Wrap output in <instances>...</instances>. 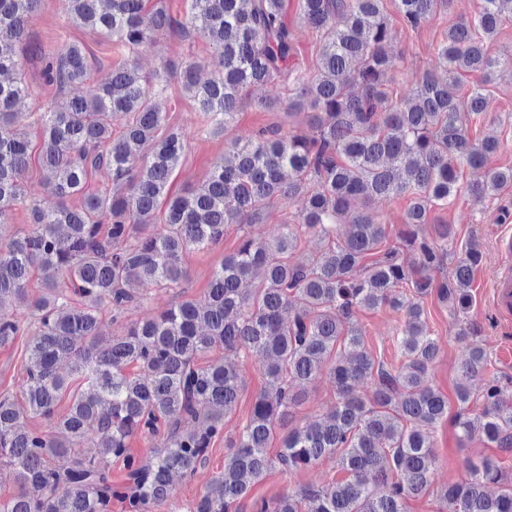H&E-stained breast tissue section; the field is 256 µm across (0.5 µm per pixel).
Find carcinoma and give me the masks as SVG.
Segmentation results:
<instances>
[{
	"mask_svg": "<svg viewBox=\"0 0 512 512\" xmlns=\"http://www.w3.org/2000/svg\"><path fill=\"white\" fill-rule=\"evenodd\" d=\"M71 22L102 34L132 55L152 43L155 29L177 25L216 50L221 70L200 77L185 64L181 86L210 117L208 134L246 104L247 93L280 79L294 85L288 112H307L313 134L279 128L233 142L200 188L168 201L165 224L147 227L167 194L184 142L159 134L168 89L164 73H143L129 58L91 98L66 95L40 113V164L61 199L48 210L28 202L31 230L0 237V347L25 331L24 309L37 326L27 338L20 395H0V462L19 489L0 512H152L172 495L173 476H194L224 439V417L237 405L239 374L230 354L265 361V387L238 437L227 443L224 469L205 487L192 512H229L273 468L292 473L338 455L347 478L303 488L257 512H405L432 485L436 457L430 430L448 416V399L428 383L439 351L424 299L436 294L453 313L472 305L471 282L480 255L460 253L452 278L436 282L450 224L418 235L435 208L458 193L475 202L512 183V168H485L498 147L473 140L467 120L488 110L487 86L503 63L487 51L512 20V0H481L477 16L448 27L437 47L442 72H426L397 100L385 90L401 58L390 51L384 0H299L303 19L320 35L318 74L301 76L285 0H190L177 21L145 0H65ZM444 0H395L405 28L428 22ZM40 0H0V223L25 201L29 145L17 136V104L27 85L18 77L19 51ZM49 81L64 92L83 83L90 62L83 44L65 43L47 58ZM463 72L478 76L458 102L448 87ZM485 170L461 186L462 167ZM112 173L110 193L84 196L89 171ZM406 195L400 232L407 263L382 250L387 232L370 210L374 200ZM301 200L298 223L278 238L244 236L226 255L200 300L176 296L159 316L99 332L105 309L118 317L144 288H179L182 256L220 243L231 224L266 222L271 201ZM323 246L304 260L294 253L301 234ZM38 294L29 292L34 273ZM257 282L247 290L243 284ZM72 288L77 301L67 294ZM386 306L402 314L396 344L400 364L375 363L354 313ZM216 350L220 357H210ZM486 351L473 346L459 365L454 426L459 438L482 436L512 451V396L495 383L485 407L471 416L469 379ZM336 388L325 417L290 426L276 456L275 431L292 418L306 388L321 375ZM41 418L47 427L30 425ZM141 436L156 441L147 456L130 448ZM124 473L112 482V466ZM64 492H59L60 487ZM446 512H512V476L493 459L469 466V477L441 489Z\"/></svg>",
	"mask_w": 512,
	"mask_h": 512,
	"instance_id": "cac0c4a2",
	"label": "carcinoma"
}]
</instances>
